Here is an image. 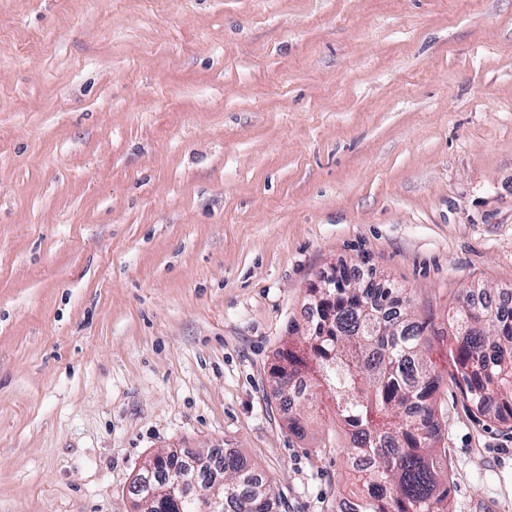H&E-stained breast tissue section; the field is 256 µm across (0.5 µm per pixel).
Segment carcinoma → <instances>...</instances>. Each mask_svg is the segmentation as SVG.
I'll return each mask as SVG.
<instances>
[{
    "mask_svg": "<svg viewBox=\"0 0 512 512\" xmlns=\"http://www.w3.org/2000/svg\"><path fill=\"white\" fill-rule=\"evenodd\" d=\"M355 288H313L316 314L295 328L274 375L281 409L299 394L309 402L324 389L350 435L364 491L356 512H448L450 489L441 480L447 461L435 450L441 422L435 403L440 378L425 358L428 323L384 308L400 305L392 288H377L342 270ZM473 301L472 289L448 309V372L462 405L479 418L512 421V294ZM179 463L224 500V512H272L274 493L261 472L235 455L217 468L156 457L140 468L130 494L142 512H195L194 502L168 491Z\"/></svg>",
    "mask_w": 512,
    "mask_h": 512,
    "instance_id": "1",
    "label": "carcinoma"
}]
</instances>
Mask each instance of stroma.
<instances>
[{
	"label": "stroma",
	"mask_w": 512,
	"mask_h": 512,
	"mask_svg": "<svg viewBox=\"0 0 512 512\" xmlns=\"http://www.w3.org/2000/svg\"><path fill=\"white\" fill-rule=\"evenodd\" d=\"M335 267L436 328L512 291V0H0V512H130L174 448L338 512L349 434L272 381ZM426 356L450 512H512Z\"/></svg>",
	"instance_id": "obj_1"
}]
</instances>
